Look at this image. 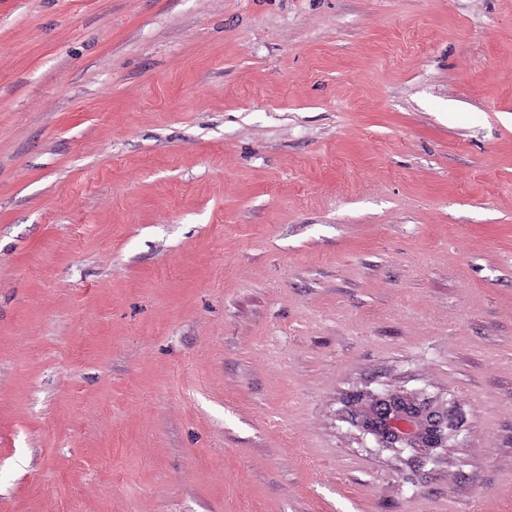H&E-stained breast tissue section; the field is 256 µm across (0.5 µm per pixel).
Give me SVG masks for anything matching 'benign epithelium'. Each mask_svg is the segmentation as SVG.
<instances>
[{
	"mask_svg": "<svg viewBox=\"0 0 512 512\" xmlns=\"http://www.w3.org/2000/svg\"><path fill=\"white\" fill-rule=\"evenodd\" d=\"M352 395L346 419L380 448L408 450L417 458H428L447 447V403L423 392L408 396L397 389L380 390L363 406Z\"/></svg>",
	"mask_w": 512,
	"mask_h": 512,
	"instance_id": "obj_1",
	"label": "benign epithelium"
}]
</instances>
